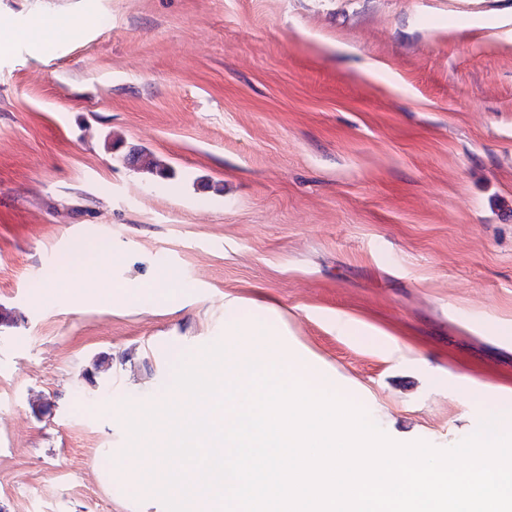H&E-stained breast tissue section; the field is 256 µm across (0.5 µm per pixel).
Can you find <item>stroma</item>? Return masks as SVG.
<instances>
[{"label": "stroma", "instance_id": "obj_1", "mask_svg": "<svg viewBox=\"0 0 512 512\" xmlns=\"http://www.w3.org/2000/svg\"><path fill=\"white\" fill-rule=\"evenodd\" d=\"M0 33V512H163L108 480L106 402L231 320L394 441L512 420V0H0ZM75 272L70 270L69 267H59L54 274V277L51 282H49L46 289H44L40 302L43 307H50L56 300H58L63 290L62 288H57L61 284H72L75 279Z\"/></svg>", "mask_w": 512, "mask_h": 512}]
</instances>
